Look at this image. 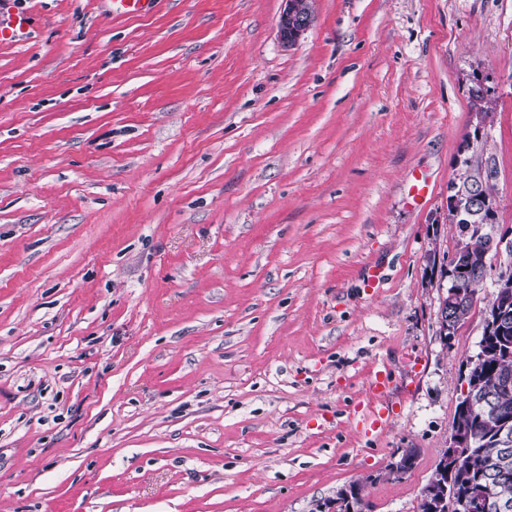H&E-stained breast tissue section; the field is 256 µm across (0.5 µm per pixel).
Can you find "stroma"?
Returning a JSON list of instances; mask_svg holds the SVG:
<instances>
[{"instance_id": "1", "label": "stroma", "mask_w": 512, "mask_h": 512, "mask_svg": "<svg viewBox=\"0 0 512 512\" xmlns=\"http://www.w3.org/2000/svg\"><path fill=\"white\" fill-rule=\"evenodd\" d=\"M283 8L0 0V512H419L493 293L443 340L464 157L512 226V0ZM112 15L140 16L149 13L157 0H107ZM284 0L285 7L279 21V33L281 39L288 44L298 40L311 26L314 19L313 0ZM312 2L311 9H304L303 3ZM30 27L29 16H14L4 22L0 20V44L16 40Z\"/></svg>"}]
</instances>
